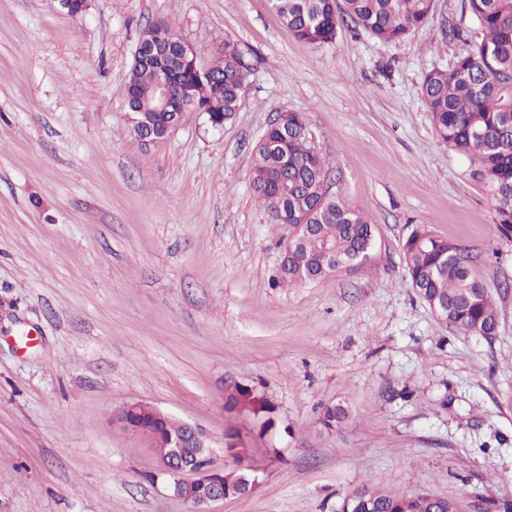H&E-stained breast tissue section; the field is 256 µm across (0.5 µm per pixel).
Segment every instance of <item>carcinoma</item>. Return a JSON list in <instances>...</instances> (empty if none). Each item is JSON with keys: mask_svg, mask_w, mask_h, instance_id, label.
<instances>
[{"mask_svg": "<svg viewBox=\"0 0 512 512\" xmlns=\"http://www.w3.org/2000/svg\"><path fill=\"white\" fill-rule=\"evenodd\" d=\"M480 30L452 68L434 69L422 82V96L435 129L454 151L474 158L485 179L495 212L497 236L512 241V0H466ZM275 11L294 35L313 45L333 42L339 26L350 23L371 37L398 43L423 26L434 11V0H275ZM169 27L157 21L142 32L140 44L150 47L167 35ZM209 67L172 59L168 73L188 100L175 121L188 112H213L216 119L237 112L245 77L239 73L242 54L226 41ZM160 74L154 65L131 69L125 83L126 110L149 109L155 104L154 87ZM281 132L269 128L255 150L251 184L270 219L288 210V222L299 213L312 215V235L288 241L280 262L279 283L300 286L329 276L328 253L338 259L364 254L373 245V225L362 209L322 190L326 161L309 134L307 119L288 113V145L272 146ZM456 244L423 227L412 230L403 243L411 287L444 322L463 334L490 336L497 326V307L467 255ZM224 409L271 423L273 407L265 393L240 383L224 389ZM351 418L347 406L323 408L321 429L342 428ZM123 431L143 438L154 454L166 451L170 439L187 438L186 424L165 413L150 412L138 404L119 420ZM225 443L238 463L251 459L241 431L232 427ZM255 480L247 466L228 471L224 485L235 490ZM349 512H448V500L425 494L392 495L360 487L350 493Z\"/></svg>", "mask_w": 512, "mask_h": 512, "instance_id": "obj_1", "label": "carcinoma"}]
</instances>
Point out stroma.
<instances>
[{
  "label": "stroma",
  "instance_id": "35a3bbf8",
  "mask_svg": "<svg viewBox=\"0 0 512 512\" xmlns=\"http://www.w3.org/2000/svg\"><path fill=\"white\" fill-rule=\"evenodd\" d=\"M159 19L201 66L242 50L223 128L190 112L163 141L130 135L123 87ZM458 29L465 0H436L397 44L344 26L320 46L269 0H90L80 19L0 0V512H188L112 421L133 401L199 425L219 464L230 426L261 449L254 492L209 512H340L363 485L512 512V242L421 93L464 50ZM281 111L306 117L330 193L375 231L367 259L293 288L275 283L288 228L250 179ZM420 225L469 255L495 335L456 333L411 287ZM234 381L271 400V427L225 411ZM338 402L355 420L323 432Z\"/></svg>",
  "mask_w": 512,
  "mask_h": 512
}]
</instances>
